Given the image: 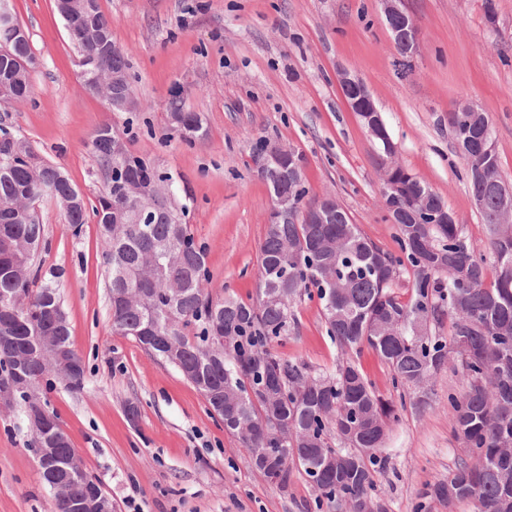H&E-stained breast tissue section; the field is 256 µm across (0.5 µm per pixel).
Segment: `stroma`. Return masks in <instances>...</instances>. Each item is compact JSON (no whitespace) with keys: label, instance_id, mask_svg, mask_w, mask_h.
<instances>
[{"label":"stroma","instance_id":"stroma-1","mask_svg":"<svg viewBox=\"0 0 512 512\" xmlns=\"http://www.w3.org/2000/svg\"><path fill=\"white\" fill-rule=\"evenodd\" d=\"M99 3L113 40L129 52L140 110L112 111L84 90L54 0H11L38 65L31 97L0 109V125L60 165L91 204L103 188L92 140L100 126H112L170 177L186 223L207 249L208 289L246 298L259 286L271 197L254 159L264 142L302 155L310 196H335L365 236L398 253L381 197L380 158L344 102L337 80L343 68L371 91L397 162L441 194L476 255L492 261L448 114L462 100L488 114L501 175L512 184V0H494L491 23L484 0H408L419 30L409 60L391 42L379 0ZM176 95L203 118L207 135L195 144L169 126ZM39 211L46 226L39 261L43 271L61 274L71 341L85 364L83 390L46 386L41 400L57 413L114 512H128L135 485L145 512H336L298 470L283 484L254 471L240 440L211 417L191 383L113 334L95 218L75 228L50 202ZM295 311L297 323L278 353L334 372L340 353L318 298H304ZM360 363L376 391L398 406L373 466L375 497L387 512H475L473 501L450 507L429 494L467 456L448 410L449 396L465 389L461 374L450 366L435 374L429 404L417 410L402 405L376 354L364 352ZM29 437L24 417L0 407V512H52Z\"/></svg>","mask_w":512,"mask_h":512}]
</instances>
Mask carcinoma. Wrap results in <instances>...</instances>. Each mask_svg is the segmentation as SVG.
Wrapping results in <instances>:
<instances>
[{
	"instance_id": "obj_1",
	"label": "carcinoma",
	"mask_w": 512,
	"mask_h": 512,
	"mask_svg": "<svg viewBox=\"0 0 512 512\" xmlns=\"http://www.w3.org/2000/svg\"><path fill=\"white\" fill-rule=\"evenodd\" d=\"M92 27L68 29L79 60L98 51V32L112 33V21L92 0ZM35 59L29 35L0 26V82L12 94L0 104L19 103L31 94V70L18 65ZM103 78L81 75L86 89L99 93L100 81L117 77L129 83V52L118 47L103 60ZM172 128L192 143L206 131L200 113L170 102ZM379 140L381 165L392 173L393 187L382 195L387 211H405L397 224L400 255L367 238L350 214L328 197L310 198L304 183H279L297 205L296 222L268 224L260 247L259 288L248 300L214 295L206 248L198 244L170 197L164 213L148 224L134 222V208L148 198L141 182H168L145 159L123 145L119 156L95 136L92 145L104 175V189L93 208L109 265V302L113 332L132 337L145 351L176 368L203 395L224 429L237 436L252 467L302 471L328 503L346 512H386L375 498L370 464L396 419L393 402L379 395L356 364L364 349L389 365L393 382L415 395L413 406L426 407L431 376L459 362L466 382L462 398H448L457 439L468 448L430 494L453 506L475 502V512H512V195L501 192L499 165L484 166L477 138L488 126L484 112H450L451 129L467 166L473 197L483 202L494 255L493 274L462 236L456 215L446 224H424V214L446 207L443 197L395 160L396 146L381 112L368 113ZM29 156L31 145L0 126V385L24 369L36 383L53 370L36 352L39 336H61L71 345L69 328L55 323L63 307L55 278L36 264L45 224L37 204L50 199L66 223H86L84 196L56 164L37 169L15 159ZM331 205L325 224L305 214ZM410 291L404 301L399 288ZM316 293L329 335L348 355L330 375L280 357L273 344L288 335L294 306ZM450 334L444 336V325ZM70 381H55L71 392L84 388V366L77 354ZM26 417L46 413L28 389H18ZM58 454L72 452L58 427L32 435L29 447L44 448L53 436ZM345 447H336V441Z\"/></svg>"
}]
</instances>
